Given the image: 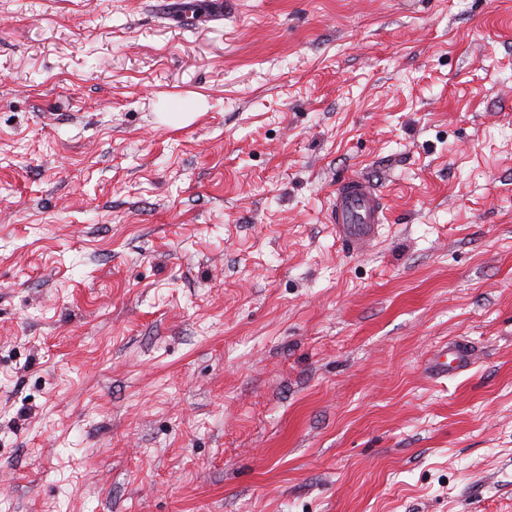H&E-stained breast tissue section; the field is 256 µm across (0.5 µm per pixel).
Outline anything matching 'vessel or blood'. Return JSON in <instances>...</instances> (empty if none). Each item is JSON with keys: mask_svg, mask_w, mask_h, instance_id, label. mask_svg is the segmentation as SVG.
Returning a JSON list of instances; mask_svg holds the SVG:
<instances>
[{"mask_svg": "<svg viewBox=\"0 0 512 512\" xmlns=\"http://www.w3.org/2000/svg\"><path fill=\"white\" fill-rule=\"evenodd\" d=\"M328 220L335 224L339 239L350 253L366 251L386 220L383 197L377 186L361 175L340 179L331 198ZM472 357L471 346L458 342L438 350L424 370L431 378H445L468 367Z\"/></svg>", "mask_w": 512, "mask_h": 512, "instance_id": "1", "label": "vessel or blood"}]
</instances>
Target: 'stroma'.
Masks as SVG:
<instances>
[{"instance_id": "1", "label": "stroma", "mask_w": 512, "mask_h": 512, "mask_svg": "<svg viewBox=\"0 0 512 512\" xmlns=\"http://www.w3.org/2000/svg\"><path fill=\"white\" fill-rule=\"evenodd\" d=\"M183 8L0 0V512H512V0ZM330 224L352 254H361L378 235L379 226L386 220L383 197L368 178L351 175L336 184L328 211ZM472 357V348L465 342L455 343L450 348L446 345L426 363L424 370L431 378L448 379V375L468 367Z\"/></svg>"}]
</instances>
